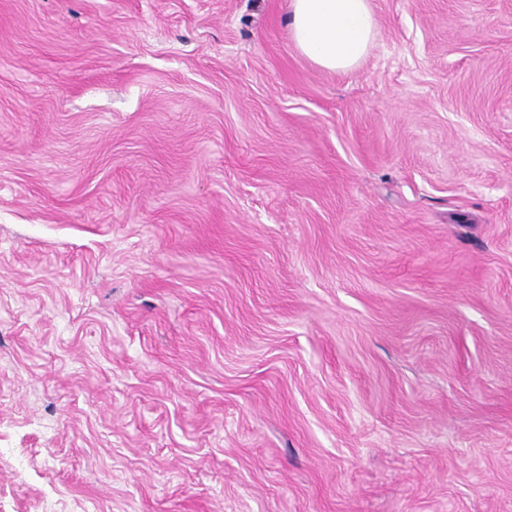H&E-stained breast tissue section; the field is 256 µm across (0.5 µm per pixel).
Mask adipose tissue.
<instances>
[{
  "instance_id": "adipose-tissue-1",
  "label": "adipose tissue",
  "mask_w": 512,
  "mask_h": 512,
  "mask_svg": "<svg viewBox=\"0 0 512 512\" xmlns=\"http://www.w3.org/2000/svg\"><path fill=\"white\" fill-rule=\"evenodd\" d=\"M287 24L301 53L328 71L351 70L377 27L369 0H289Z\"/></svg>"
}]
</instances>
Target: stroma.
Here are the masks:
<instances>
[{
    "instance_id": "stroma-1",
    "label": "stroma",
    "mask_w": 512,
    "mask_h": 512,
    "mask_svg": "<svg viewBox=\"0 0 512 512\" xmlns=\"http://www.w3.org/2000/svg\"><path fill=\"white\" fill-rule=\"evenodd\" d=\"M0 0V512H512V0ZM287 24L301 53L328 71L351 70L377 27L369 0H289Z\"/></svg>"
}]
</instances>
